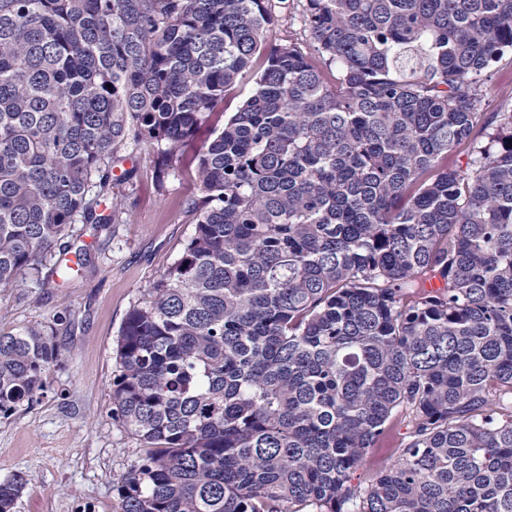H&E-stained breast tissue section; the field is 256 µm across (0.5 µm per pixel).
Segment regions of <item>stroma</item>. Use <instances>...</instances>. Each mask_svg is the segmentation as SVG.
<instances>
[{"label": "stroma", "instance_id": "stroma-1", "mask_svg": "<svg viewBox=\"0 0 512 512\" xmlns=\"http://www.w3.org/2000/svg\"><path fill=\"white\" fill-rule=\"evenodd\" d=\"M303 12V0L277 6L275 31L306 50ZM124 155L136 176L113 191L128 223L102 231L75 224L89 263L61 287L46 290L27 276L0 289V331L50 329L61 350L36 401L0 419V482L25 480L14 512H117L115 487L139 446L112 420L116 341L128 312L193 234L186 202L199 189L187 158L172 159L160 181L152 148L132 144Z\"/></svg>", "mask_w": 512, "mask_h": 512}]
</instances>
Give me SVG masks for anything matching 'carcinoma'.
Returning <instances> with one entry per match:
<instances>
[{"instance_id": "carcinoma-1", "label": "carcinoma", "mask_w": 512, "mask_h": 512, "mask_svg": "<svg viewBox=\"0 0 512 512\" xmlns=\"http://www.w3.org/2000/svg\"><path fill=\"white\" fill-rule=\"evenodd\" d=\"M275 22L272 0H0V289L58 287L56 246L86 265L58 242L124 214L127 145L163 176L264 47L198 156L193 236L119 331V512H512V109L481 112L512 0H306L309 55ZM58 356L0 332V417ZM254 87L252 79L249 75L241 80L236 87L224 98V104L218 107V112H226L225 116L236 112L240 104L252 92Z\"/></svg>"}]
</instances>
